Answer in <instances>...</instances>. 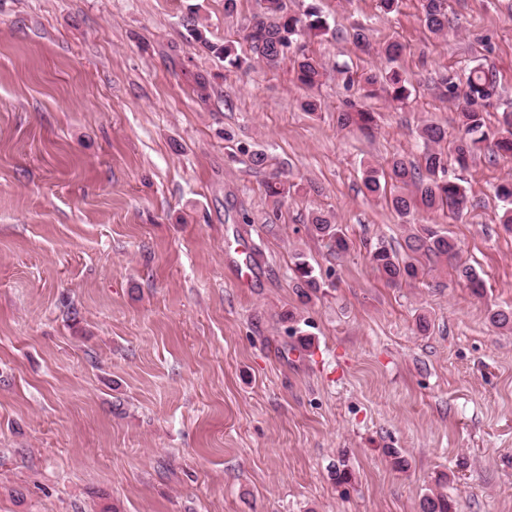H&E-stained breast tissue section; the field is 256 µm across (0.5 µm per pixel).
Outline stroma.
<instances>
[{"instance_id":"35a3bbf8","label":"stroma","mask_w":512,"mask_h":512,"mask_svg":"<svg viewBox=\"0 0 512 512\" xmlns=\"http://www.w3.org/2000/svg\"><path fill=\"white\" fill-rule=\"evenodd\" d=\"M288 8L329 25L299 38L328 71L315 113L292 58L266 66L240 40L255 0H0V512H420L432 491L457 512H512V328L490 320L512 310L495 195L512 158L450 167L467 212L418 215L455 239L480 298L426 259L399 286L373 270L370 250L404 252L408 231L360 173L419 160L423 123L456 133L438 90L450 71L495 72L498 129L512 0H448L440 37L420 0ZM192 13L235 41L241 68L188 40ZM359 25L404 44L408 106L343 86L338 69L384 63L354 47ZM348 99L374 112L373 139L338 126ZM279 171L300 189L277 207L265 184ZM317 211L346 251L309 235ZM300 253L323 276L308 302Z\"/></svg>"}]
</instances>
